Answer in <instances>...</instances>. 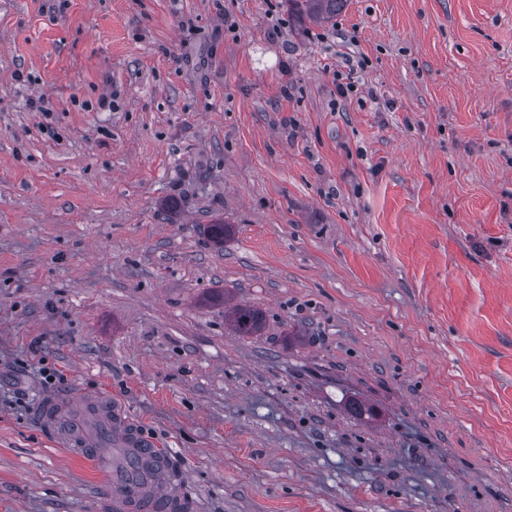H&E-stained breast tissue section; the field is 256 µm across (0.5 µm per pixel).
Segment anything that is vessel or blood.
Returning a JSON list of instances; mask_svg holds the SVG:
<instances>
[{"instance_id": "obj_1", "label": "vessel or blood", "mask_w": 512, "mask_h": 512, "mask_svg": "<svg viewBox=\"0 0 512 512\" xmlns=\"http://www.w3.org/2000/svg\"><path fill=\"white\" fill-rule=\"evenodd\" d=\"M39 419L55 445L82 458L102 459L111 475L102 512H181L183 498L172 480L171 456L142 433L107 393L82 400L69 390L50 394L40 407ZM94 424L111 430V451L96 447L90 434Z\"/></svg>"}]
</instances>
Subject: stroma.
Here are the masks:
<instances>
[{"label":"stroma","mask_w":512,"mask_h":512,"mask_svg":"<svg viewBox=\"0 0 512 512\" xmlns=\"http://www.w3.org/2000/svg\"><path fill=\"white\" fill-rule=\"evenodd\" d=\"M68 388L190 512H512V0H0V512L107 495ZM289 12L302 20L330 21L340 14L347 0H286ZM227 325L238 336H254L262 329V316L253 307L236 303L224 311ZM40 423L53 443L89 460L102 458L111 475L102 512H179L183 498L173 482V460L158 448L154 438L142 433L107 393L78 401L74 392L48 395L39 410ZM104 424L112 432V452L95 448L89 428ZM94 448V449H90ZM143 465L138 484L126 473L129 460Z\"/></svg>","instance_id":"35a3bbf8"}]
</instances>
